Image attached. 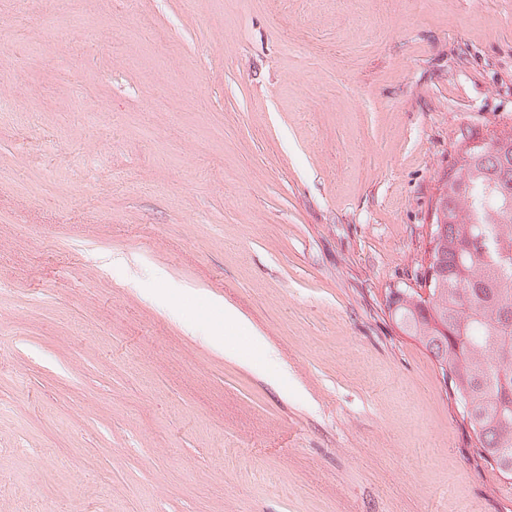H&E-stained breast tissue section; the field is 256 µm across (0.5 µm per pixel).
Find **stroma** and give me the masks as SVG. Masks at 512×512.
I'll return each mask as SVG.
<instances>
[{"instance_id":"stroma-1","label":"stroma","mask_w":512,"mask_h":512,"mask_svg":"<svg viewBox=\"0 0 512 512\" xmlns=\"http://www.w3.org/2000/svg\"><path fill=\"white\" fill-rule=\"evenodd\" d=\"M510 130L512 0H0V512H512L388 310Z\"/></svg>"}]
</instances>
